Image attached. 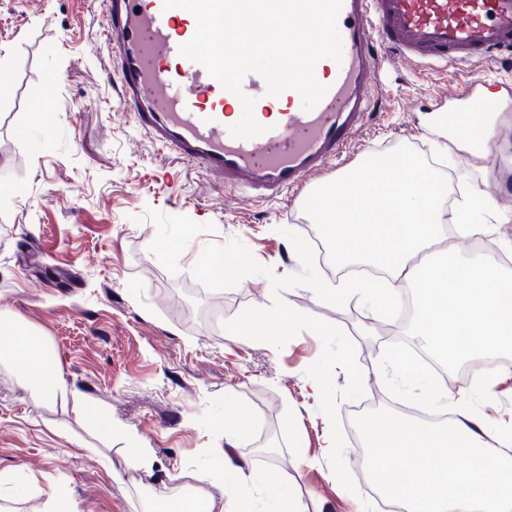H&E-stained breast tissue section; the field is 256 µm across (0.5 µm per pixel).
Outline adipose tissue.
<instances>
[{
  "instance_id": "1",
  "label": "adipose tissue",
  "mask_w": 512,
  "mask_h": 512,
  "mask_svg": "<svg viewBox=\"0 0 512 512\" xmlns=\"http://www.w3.org/2000/svg\"><path fill=\"white\" fill-rule=\"evenodd\" d=\"M389 173L377 178L356 170L339 179L340 197L323 188L311 207L337 263L366 254L383 265L391 284L416 285L422 342L449 356L468 357L482 350L512 345V274L494 261L449 263L437 251L445 226L463 237L485 234L472 222L467 205H447V185L436 174L410 160L395 157ZM317 296L337 303L359 301L395 305L390 287L340 281L320 288ZM0 363L21 370L24 387L36 398L54 401L72 389L40 337L0 314ZM428 396L436 408L454 407L447 423L427 427L391 420L372 426L365 440L370 471L398 476L394 494L406 512H512V454L487 423L481 404L495 395L494 376L475 372L466 400L436 387ZM200 480L223 486L221 497L185 499L177 509L159 501L153 512H252L251 485L276 490L274 474L256 475L249 463L225 454Z\"/></svg>"
}]
</instances>
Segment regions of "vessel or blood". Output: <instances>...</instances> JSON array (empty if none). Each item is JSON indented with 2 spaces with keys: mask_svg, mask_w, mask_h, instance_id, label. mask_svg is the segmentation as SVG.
Returning a JSON list of instances; mask_svg holds the SVG:
<instances>
[{
  "mask_svg": "<svg viewBox=\"0 0 512 512\" xmlns=\"http://www.w3.org/2000/svg\"><path fill=\"white\" fill-rule=\"evenodd\" d=\"M104 6L103 38L136 127L220 186L263 201L303 188L352 140L371 110L382 50L421 64L512 50V0H343L337 21L343 59L318 63L329 73L323 99L307 111L297 91L285 90V120L238 139L224 120L233 93L196 62L168 66L196 31L188 11L164 9L163 0H104Z\"/></svg>",
  "mask_w": 512,
  "mask_h": 512,
  "instance_id": "b4317fda",
  "label": "vessel or blood"
}]
</instances>
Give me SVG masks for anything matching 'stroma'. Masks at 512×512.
<instances>
[{"label":"stroma","mask_w":512,"mask_h":512,"mask_svg":"<svg viewBox=\"0 0 512 512\" xmlns=\"http://www.w3.org/2000/svg\"><path fill=\"white\" fill-rule=\"evenodd\" d=\"M102 0H0V311L18 318L53 352L85 399L45 403L0 365V474L28 484L23 495L0 491V512H41L42 489L54 486L78 512H147L160 497L189 494L192 472L224 454L214 424L231 398L251 414L254 429L235 453L253 472H274L284 493L308 512H355L358 499L379 508L366 478L367 460L350 417L362 399H339L344 460L355 481L336 480L322 446L331 427L310 389L306 369L322 353L312 331L283 349L227 332L223 321L249 306L272 303L269 278L250 276L211 291L191 269L204 246L239 239L274 275L302 265L287 231L318 237L303 192L256 202L152 144L123 112L113 63L101 32ZM478 80L481 98L498 107L486 153L434 148L448 115L464 110L457 93ZM53 115L36 119L40 105ZM371 119L327 170L336 181L370 156L434 162L468 174L459 200L480 198L478 220L489 233L480 250L457 241V259L506 262L512 271V59L419 65L389 56ZM291 308L342 329L354 343L376 346L365 364V388L391 404L423 409L419 389L392 380L389 313L353 301L339 305L306 287L282 293ZM498 379L488 413L512 427V347L454 363L447 388L459 391L472 372ZM94 405L122 426L106 438L89 428ZM276 428L275 457L258 451ZM153 453V472L131 469L129 449Z\"/></svg>","instance_id":"1"}]
</instances>
